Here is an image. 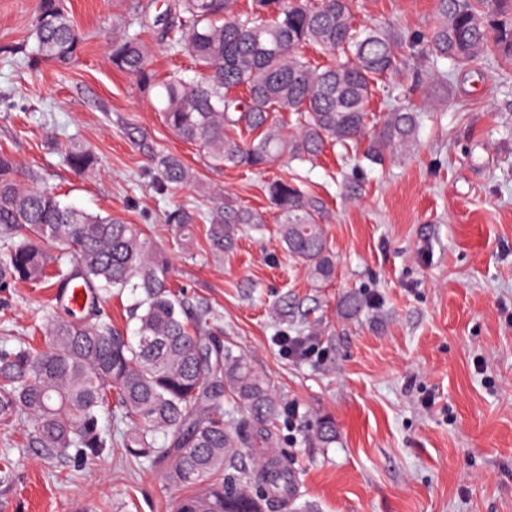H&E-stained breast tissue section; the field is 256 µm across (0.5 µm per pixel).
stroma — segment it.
<instances>
[{
    "label": "stroma",
    "mask_w": 512,
    "mask_h": 512,
    "mask_svg": "<svg viewBox=\"0 0 512 512\" xmlns=\"http://www.w3.org/2000/svg\"><path fill=\"white\" fill-rule=\"evenodd\" d=\"M129 0H67L83 50L71 66L17 63L39 0H0V149L42 186L93 214L144 229L170 260L173 289L213 335L270 379L282 406L280 449L298 472L307 512H512V64L497 60L441 80L411 39L438 21L437 0H355L356 23L400 32L403 84L423 116L416 141L383 163L355 167L342 148L314 164L260 173L213 166L164 124L154 93L110 60L113 25ZM68 137L99 159L80 177L57 151ZM179 155L200 187L157 190L152 160ZM301 176L325 201L335 275L320 283L288 257L265 187ZM231 201L262 212L233 251L192 247L166 214ZM364 305L345 318L340 301ZM42 283L0 289V348L31 341L56 312ZM303 336L306 357L281 352ZM332 420L336 440L312 430ZM10 498L0 512H172L181 487L162 467L117 453L49 458L25 430L0 432Z\"/></svg>",
    "instance_id": "1"
}]
</instances>
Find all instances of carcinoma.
Returning <instances> with one entry per match:
<instances>
[{"label":"carcinoma","instance_id":"1","mask_svg":"<svg viewBox=\"0 0 512 512\" xmlns=\"http://www.w3.org/2000/svg\"><path fill=\"white\" fill-rule=\"evenodd\" d=\"M438 15L420 43L441 77L475 69L494 53L512 58V0H438ZM153 40L187 51L201 77L188 83L173 71L157 78ZM398 45L389 29L354 28L352 0H252L242 11L236 0H169L151 25L142 5L131 4L113 29L110 60L141 88L158 90L165 125L200 145L212 165L260 170L283 157L311 163L328 145L358 147L373 121L368 104L378 80L406 66ZM307 48L330 60L317 63ZM81 49L64 0H41L18 53L67 65ZM442 61L452 68L439 69ZM393 90L376 133L354 157L357 166L379 164L414 140L421 114L402 84ZM63 154L77 173L96 163L75 138ZM154 165L158 188L193 181L176 154H160ZM267 195L288 254L315 280H330L324 200L299 177L269 182ZM166 221L186 243L193 225L207 223L210 245L224 251L235 247L239 225L264 223L251 208L219 205L204 216L177 208ZM0 227L8 233L0 242V287L42 281L53 263L60 288L78 280L109 294L131 289L137 324L132 343L111 321L64 307L46 326L45 349H0V430L25 425L27 446L47 456L72 450L78 459L99 458L119 448L136 464L164 466L167 479L187 489L175 512H265L268 497L295 503V472L276 450L282 407L270 381L211 336L203 315L170 289L169 260L143 230L64 203L31 173L21 182L2 149ZM109 408L113 432L101 424Z\"/></svg>","mask_w":512,"mask_h":512}]
</instances>
